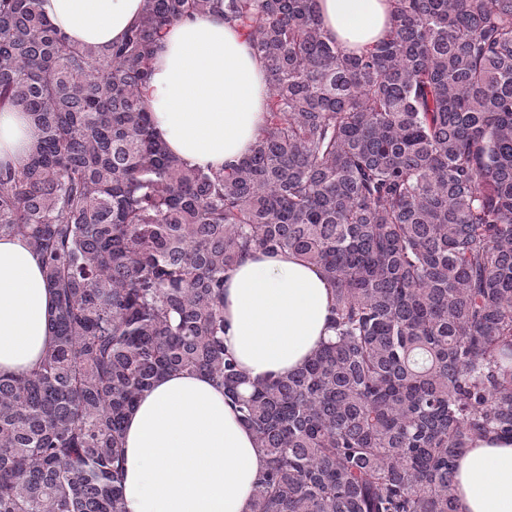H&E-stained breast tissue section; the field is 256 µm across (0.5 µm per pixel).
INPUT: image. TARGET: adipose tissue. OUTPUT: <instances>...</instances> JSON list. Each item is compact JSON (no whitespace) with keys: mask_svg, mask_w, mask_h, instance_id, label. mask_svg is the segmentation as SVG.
<instances>
[{"mask_svg":"<svg viewBox=\"0 0 512 512\" xmlns=\"http://www.w3.org/2000/svg\"><path fill=\"white\" fill-rule=\"evenodd\" d=\"M323 33L360 52L389 26L387 0H318ZM77 46L103 49L139 18L142 0H39ZM267 74L250 41L222 14L162 32L142 97L159 138L192 168L219 170L249 156L265 123ZM37 141L28 112L0 107V165L22 170ZM331 287L291 252L254 250L225 275L224 345L254 380L303 366L328 327ZM53 294L41 258L0 236V374L28 373L51 341ZM128 512H252L267 466L222 386L201 373L169 374L143 392L126 423ZM456 512H512V439H474L458 458Z\"/></svg>","mask_w":512,"mask_h":512,"instance_id":"obj_1","label":"adipose tissue"}]
</instances>
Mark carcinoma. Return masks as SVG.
<instances>
[{
    "label": "carcinoma",
    "mask_w": 512,
    "mask_h": 512,
    "mask_svg": "<svg viewBox=\"0 0 512 512\" xmlns=\"http://www.w3.org/2000/svg\"><path fill=\"white\" fill-rule=\"evenodd\" d=\"M362 54L317 0H143L124 39L70 44L0 0V106L40 138L0 171V234L42 255L52 342L0 374V512H128L124 421L154 379L224 386L267 468L253 512H455L458 457L512 437V0H390ZM219 12L268 84L250 155L189 168L142 89L162 31ZM290 251L332 287V340L251 380L224 275Z\"/></svg>",
    "instance_id": "carcinoma-1"
}]
</instances>
